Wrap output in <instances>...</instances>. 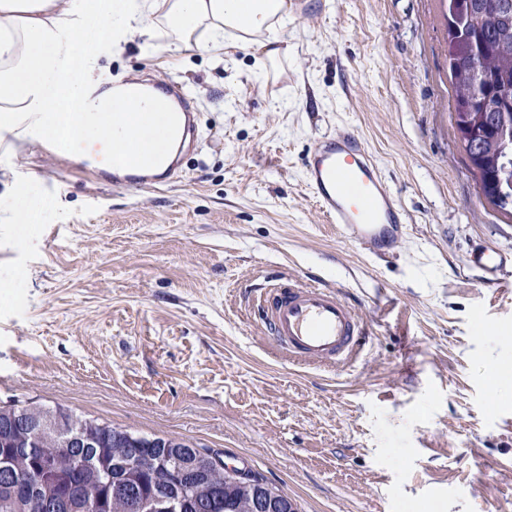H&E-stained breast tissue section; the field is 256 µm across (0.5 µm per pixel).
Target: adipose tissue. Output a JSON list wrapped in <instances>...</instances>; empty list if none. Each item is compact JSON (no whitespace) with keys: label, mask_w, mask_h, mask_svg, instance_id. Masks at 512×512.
<instances>
[{"label":"adipose tissue","mask_w":512,"mask_h":512,"mask_svg":"<svg viewBox=\"0 0 512 512\" xmlns=\"http://www.w3.org/2000/svg\"><path fill=\"white\" fill-rule=\"evenodd\" d=\"M106 12L112 16L107 24L101 21ZM106 12L92 0L78 9L69 0H0V132L29 145L63 139L54 117L70 102L68 143L97 144L118 155L134 145L159 158L171 104L135 86L118 98L96 93L101 47L162 34L170 45L213 57L228 38L264 61L288 54V0H114ZM79 50L84 56L76 75L72 61Z\"/></svg>","instance_id":"ef3b65f1"}]
</instances>
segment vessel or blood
Returning a JSON list of instances; mask_svg holds the SVG:
<instances>
[{
  "instance_id": "obj_1",
  "label": "vessel or blood",
  "mask_w": 512,
  "mask_h": 512,
  "mask_svg": "<svg viewBox=\"0 0 512 512\" xmlns=\"http://www.w3.org/2000/svg\"><path fill=\"white\" fill-rule=\"evenodd\" d=\"M138 158L137 152H130L122 172L113 173V183L158 186L179 175L176 163L144 170ZM305 181L323 216L346 240L375 252L405 238L401 205L354 130L342 129L316 142ZM503 264V254L491 246L480 245L469 253V267L488 274ZM257 301L275 345L292 358L341 364L366 334L357 310L340 291L320 282L278 278L260 289Z\"/></svg>"
}]
</instances>
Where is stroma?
<instances>
[{
    "label": "stroma",
    "instance_id": "1",
    "mask_svg": "<svg viewBox=\"0 0 512 512\" xmlns=\"http://www.w3.org/2000/svg\"><path fill=\"white\" fill-rule=\"evenodd\" d=\"M288 57L223 63L165 39L102 50V87L176 82L201 115L183 176L95 181L26 146L0 204V402L34 398L170 434L261 472L299 512H512V253L455 136L446 0H291ZM351 128L403 207L393 254L326 223L305 181L315 138ZM338 287L367 325L344 367L273 347L252 291L278 276ZM503 264L504 255L492 246L480 245L469 253L468 265L471 269L492 274L500 270Z\"/></svg>",
    "mask_w": 512,
    "mask_h": 512
}]
</instances>
